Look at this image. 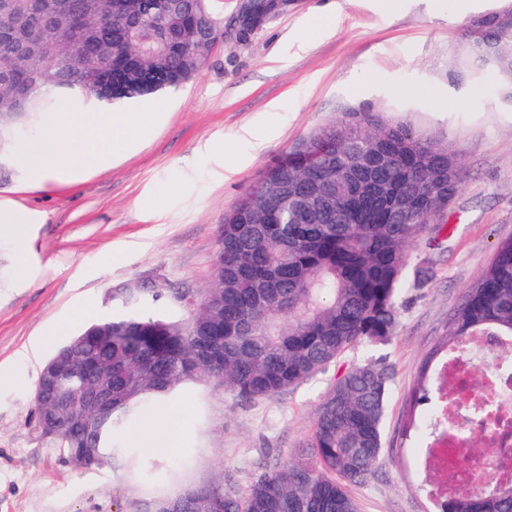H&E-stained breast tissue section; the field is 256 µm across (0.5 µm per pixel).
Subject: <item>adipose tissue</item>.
Instances as JSON below:
<instances>
[{"instance_id": "1", "label": "adipose tissue", "mask_w": 512, "mask_h": 512, "mask_svg": "<svg viewBox=\"0 0 512 512\" xmlns=\"http://www.w3.org/2000/svg\"><path fill=\"white\" fill-rule=\"evenodd\" d=\"M159 119L158 113L66 112L47 115L46 130L21 148L31 174L41 180L73 182L78 172L103 169L129 155ZM133 433L149 454L177 455L181 409L162 400L135 424Z\"/></svg>"}]
</instances>
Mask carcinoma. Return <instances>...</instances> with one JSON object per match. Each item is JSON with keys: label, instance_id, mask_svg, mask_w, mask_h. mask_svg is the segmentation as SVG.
<instances>
[{"label": "carcinoma", "instance_id": "cac0c4a2", "mask_svg": "<svg viewBox=\"0 0 512 512\" xmlns=\"http://www.w3.org/2000/svg\"><path fill=\"white\" fill-rule=\"evenodd\" d=\"M223 0H0V164L15 170L19 130L63 106L110 109L181 89L222 36ZM491 64L512 92V34ZM458 153L379 113L352 110L277 157L224 217L212 279L198 295L164 304L168 289L108 296L111 311L60 346L44 371L72 379L56 410L72 417L112 384V412L90 434L53 438L74 468L143 461L116 443L144 408L190 383L219 380L244 399L295 389L348 351L368 356L327 388L302 458L274 463L241 496L231 476L191 489L193 512H358L348 487L375 474L383 447L391 368L371 356L400 326L403 295L433 276L407 275V248L441 228L440 203L461 189ZM412 209L416 223L395 221ZM485 331L512 335V238L463 292L421 369L415 401L429 400L430 365ZM446 512H512V483L491 480L448 495Z\"/></svg>", "mask_w": 512, "mask_h": 512}]
</instances>
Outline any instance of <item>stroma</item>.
I'll return each mask as SVG.
<instances>
[{
    "label": "stroma",
    "instance_id": "35a3bbf8",
    "mask_svg": "<svg viewBox=\"0 0 512 512\" xmlns=\"http://www.w3.org/2000/svg\"><path fill=\"white\" fill-rule=\"evenodd\" d=\"M512 0H290L248 40L228 36L178 92L152 133L126 158L74 184L34 183L21 171L0 202L40 212L0 234V512H146L152 483H124L116 469L83 472L54 449L34 417L42 365L19 353L50 328L94 306L108 289L159 280L198 293L208 284L225 214L274 157L333 122L370 110L458 152L461 190L437 216L436 245L420 240L408 267L433 277L407 289L397 336L385 349L393 373L376 472L351 487L359 512H434L415 463L421 439L402 438L411 390L465 288L512 238V105L495 76L465 73L470 20ZM328 21H318V14ZM262 125L249 153L238 133ZM365 354L349 352L325 375L257 400L214 380L188 387L180 446L189 486L233 474L239 493L269 462L287 464L309 438L323 394Z\"/></svg>",
    "mask_w": 512,
    "mask_h": 512
}]
</instances>
